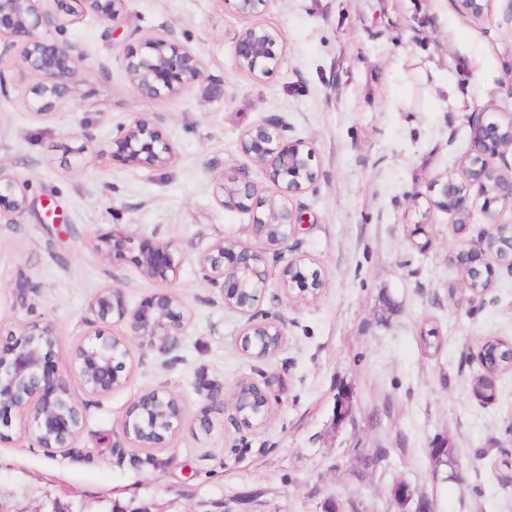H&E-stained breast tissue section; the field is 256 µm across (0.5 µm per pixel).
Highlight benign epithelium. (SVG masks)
<instances>
[{
	"label": "benign epithelium",
	"mask_w": 512,
	"mask_h": 512,
	"mask_svg": "<svg viewBox=\"0 0 512 512\" xmlns=\"http://www.w3.org/2000/svg\"><path fill=\"white\" fill-rule=\"evenodd\" d=\"M44 0H0V35L9 33L25 38L21 57L23 65L43 76V81L29 91L31 108L44 113L66 98L75 76L78 60L71 50L39 35V31L61 29L80 13H91L114 22L126 11V0H55L56 10L42 6ZM267 0H234L237 14L251 16L265 7ZM280 33L274 29L252 26L238 33L235 56L240 68L256 77L277 69L280 57L274 47ZM124 66L139 93L147 98H174L182 89L203 76L202 62L193 51L165 38H149L124 56ZM472 152L462 163L459 180L447 178L436 183L438 208L465 216L468 212L469 189L475 185L478 196L491 193L497 201L512 205V174H505L489 163V159L505 150V131L512 130V118L504 123L475 119L468 122ZM285 129L276 118L248 127L241 135L240 149L256 166L269 173L279 193L261 202L264 211L253 215L256 234L275 245L288 240L304 216L289 206L292 198L307 191L317 179L314 154L302 142L285 140ZM112 155L132 169L158 170L167 167L175 157L174 144L164 137L152 120L138 115L118 128L112 137ZM221 203L227 210L249 211V201L258 197V185L245 178L225 176L220 183ZM26 197L19 191L16 177L0 166V213H20ZM457 251L463 258L484 266H512V247L507 260L494 251L492 242L499 225ZM138 250L134 262L141 275L149 280L166 282L175 273L179 261L165 244L148 239L138 246L119 228L98 237L96 250L106 257L120 258ZM204 281L220 290L224 304L248 317L240 337L245 353L264 341L267 349L260 358L274 355L285 342L283 324L276 319L258 321L252 310L265 288L268 270L263 256L236 241L220 239L199 259ZM282 290L300 297L315 296L321 288L318 271L306 272L301 260L291 259L280 275ZM95 321L128 324L131 334L105 335L90 333L72 352L70 368L81 380L84 391L106 395L122 386L126 378L128 342L134 338L146 350L162 352L173 348L184 332L189 315L180 298L171 291L155 294L141 307H129L123 289L108 286L100 289L90 302ZM58 338L52 326L41 320L27 323L18 335L10 336L7 346L0 347V440L9 435L8 414L30 416L28 434L47 449L74 447L84 424L80 404L70 393L66 381L55 369ZM234 418L244 426L260 425L268 413L266 391L253 382L240 383L231 398ZM185 409L174 396L160 390L141 394L132 404L123 422L124 432L139 448H155L179 428ZM392 499L398 512H405L413 497L409 486L399 482L392 487Z\"/></svg>",
	"instance_id": "obj_1"
}]
</instances>
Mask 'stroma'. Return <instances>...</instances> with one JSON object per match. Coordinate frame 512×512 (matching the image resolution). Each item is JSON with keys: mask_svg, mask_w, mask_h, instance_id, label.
<instances>
[{"mask_svg": "<svg viewBox=\"0 0 512 512\" xmlns=\"http://www.w3.org/2000/svg\"><path fill=\"white\" fill-rule=\"evenodd\" d=\"M251 26L281 34L279 67L258 79L234 53ZM48 37L71 47L79 71L70 95L40 115L27 94L41 74L23 66L22 38L0 36V165L27 198L22 213L0 216V337L52 323L84 426L74 448L50 454L13 416L0 442V512H323L330 502L336 512H395L398 482L431 512H512V469L501 463L512 451V370L497 376L493 400L469 385L484 340L512 343V270L496 267L472 299L449 258L487 231L486 215L477 202L462 220L431 204L434 180L460 175L469 118L512 115V0H492L479 19L459 0H268L249 17L232 0H127L119 21L86 14ZM152 37L194 51L203 80L174 98L143 97L123 58ZM474 56L484 60L479 85ZM404 57L432 62L474 106L455 111L410 70L394 71ZM141 113L176 148L166 169H132L112 155L117 127ZM273 117L312 149L317 168L292 200L305 222L278 246L255 233L251 213L224 209L218 188L236 175L276 194L239 146L247 127ZM86 133L87 153L64 154ZM49 205L65 232L46 222ZM116 224L134 241L171 244L181 258L172 282L145 279L132 256L95 250ZM221 238L265 259L256 310L286 332L271 357L241 351L245 317L201 278L198 257ZM293 258L320 271L316 297L283 293L280 273ZM109 285L133 308L173 290L191 321L170 352L130 342L127 382L91 396L67 366L90 329L93 296ZM429 328L438 349L420 339ZM245 380L269 398L253 427L209 398L214 389L228 398ZM344 388L352 405L340 418ZM152 389L180 400L185 417L166 445L147 450L133 447L122 421ZM435 444L454 449L460 480L435 472ZM379 448L385 460L364 466Z\"/></svg>", "mask_w": 512, "mask_h": 512, "instance_id": "1", "label": "stroma"}]
</instances>
